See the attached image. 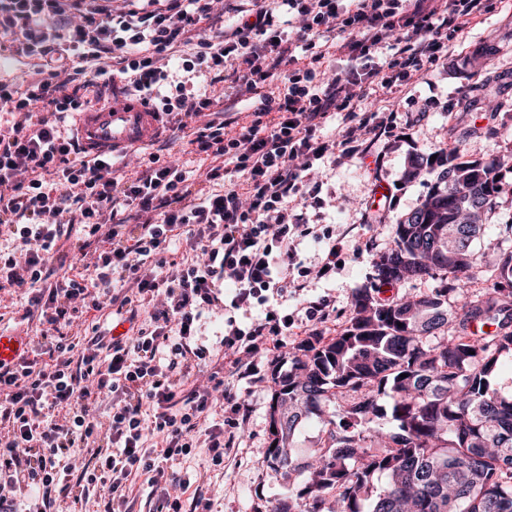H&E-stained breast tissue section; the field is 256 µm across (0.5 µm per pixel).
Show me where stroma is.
I'll return each mask as SVG.
<instances>
[{
	"mask_svg": "<svg viewBox=\"0 0 512 512\" xmlns=\"http://www.w3.org/2000/svg\"><path fill=\"white\" fill-rule=\"evenodd\" d=\"M489 46L494 49L490 55L485 52ZM390 105L397 113L393 132L363 157L342 164L329 159L321 163V200L302 211L306 223L333 224L349 231L335 275L310 278L308 288L288 300L289 311L303 322L307 303L326 298L329 320L304 326L301 335L286 337L279 357H256L251 375L234 381L239 402L236 441L222 465H210L202 453L172 465L176 473L199 474V492L210 499L212 512H266L272 502L287 494V482L276 477L263 460L270 437L275 366L286 363L305 337L330 338L347 327L354 293L371 282L375 252L393 247L396 222L415 209L429 190L430 177L405 181L409 158L434 153L454 141L457 130L464 127L477 128L478 133L463 140L461 160H487L512 147V0H503L481 24L458 37L447 58L424 67L405 92L393 94ZM501 174L504 191L485 216L488 239L474 247L486 269L495 265L499 250L512 247V237L503 233L505 224L512 222V168L503 167ZM380 182L391 191L384 219L379 224L363 223L371 190ZM117 310V305L104 303L102 309L76 320L67 332L79 337L88 334L90 324L95 323L108 336L135 335L136 325L124 322ZM24 312L20 290L0 288V328L37 343L38 328L24 320Z\"/></svg>",
	"mask_w": 512,
	"mask_h": 512,
	"instance_id": "35a3bbf8",
	"label": "stroma"
}]
</instances>
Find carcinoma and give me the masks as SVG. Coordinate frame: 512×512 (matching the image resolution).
I'll use <instances>...</instances> for the list:
<instances>
[{
	"instance_id": "obj_1",
	"label": "carcinoma",
	"mask_w": 512,
	"mask_h": 512,
	"mask_svg": "<svg viewBox=\"0 0 512 512\" xmlns=\"http://www.w3.org/2000/svg\"><path fill=\"white\" fill-rule=\"evenodd\" d=\"M459 151L413 156L407 181L435 176L373 259L349 325L311 336L274 375L266 466L306 478L269 512H512V250L485 278L473 246L502 192L501 167L458 161ZM487 286L467 292L479 279ZM432 279L410 298L379 290ZM318 428L314 447L299 438Z\"/></svg>"
}]
</instances>
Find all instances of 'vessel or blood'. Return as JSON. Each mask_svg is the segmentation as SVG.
Returning <instances> with one entry per match:
<instances>
[{
  "label": "vessel or blood",
  "mask_w": 512,
  "mask_h": 512,
  "mask_svg": "<svg viewBox=\"0 0 512 512\" xmlns=\"http://www.w3.org/2000/svg\"><path fill=\"white\" fill-rule=\"evenodd\" d=\"M162 127V113L121 94L111 107L81 113L77 133L82 150L94 157L144 147L159 135ZM27 349L24 337L0 331V365L15 362Z\"/></svg>",
  "instance_id": "obj_1"
}]
</instances>
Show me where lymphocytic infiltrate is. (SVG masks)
Wrapping results in <instances>:
<instances>
[{"label":"lymphocytic infiltrate","instance_id":"obj_1","mask_svg":"<svg viewBox=\"0 0 512 512\" xmlns=\"http://www.w3.org/2000/svg\"><path fill=\"white\" fill-rule=\"evenodd\" d=\"M495 2L270 0L213 31L203 23L217 0H125L119 9L106 0H0L10 50L42 61L26 91L0 81V112L15 117L0 128V231L16 243L0 253V282L28 293L25 316L37 319L49 357L39 370L25 357L0 367V421L10 425L0 435V506L24 493L25 512H46L43 498L73 488L77 501L98 495L122 512L128 482L144 475L166 512H209L203 497L184 502L190 475L167 474L170 462L200 450L221 465L230 447L210 415L237 396L210 371L215 353L198 343L199 322L223 310L219 344L233 374L245 356L282 346L295 325L283 300L310 274L299 245H320L321 277L335 273L341 251L329 225L296 215L319 201L315 169L367 154L393 124L391 95L447 56ZM333 56L351 68L329 76ZM117 78L193 128L195 153L212 160L205 178L220 191L190 202L188 170L157 152L79 158L67 120L91 108L88 89L106 94ZM229 79L251 113L232 133L212 118L208 91ZM374 87L383 96L362 112ZM335 115L341 127L325 138ZM134 214L140 232L131 237ZM68 238L91 254L92 278L68 273L59 255ZM180 240L189 262L171 258ZM118 282L129 286L121 300L129 315L152 306L150 326L130 338L68 336L73 318L100 310ZM92 438L106 449L88 456Z\"/></svg>","mask_w":512,"mask_h":512}]
</instances>
